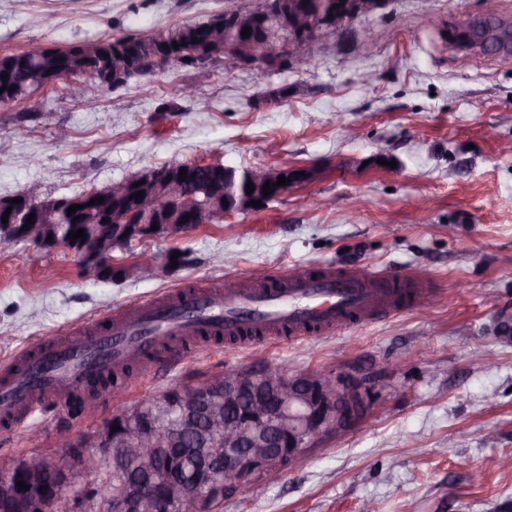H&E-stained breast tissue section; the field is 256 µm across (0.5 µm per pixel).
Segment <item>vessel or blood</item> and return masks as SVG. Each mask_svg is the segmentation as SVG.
<instances>
[{
	"label": "vessel or blood",
	"instance_id": "1",
	"mask_svg": "<svg viewBox=\"0 0 512 512\" xmlns=\"http://www.w3.org/2000/svg\"><path fill=\"white\" fill-rule=\"evenodd\" d=\"M409 280L402 271L325 265L239 288L200 284L182 289L180 301L189 308L185 314L143 299L115 310L102 329L77 325L66 335L25 346L20 358L48 368L36 379L10 369L0 373V424L17 428L35 412L68 405L119 364H136L140 377L150 378L156 350L196 338L205 328L246 345L266 333L298 340L374 322L419 305V293L405 289Z\"/></svg>",
	"mask_w": 512,
	"mask_h": 512
}]
</instances>
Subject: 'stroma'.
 Listing matches in <instances>:
<instances>
[{"label":"stroma","mask_w":512,"mask_h":512,"mask_svg":"<svg viewBox=\"0 0 512 512\" xmlns=\"http://www.w3.org/2000/svg\"><path fill=\"white\" fill-rule=\"evenodd\" d=\"M257 0H0V55L146 37ZM512 33V0H388L319 37L303 70L169 65L96 97L59 82L0 105V198L103 188L206 160L318 177L264 207L115 252L177 251L169 271L97 278L73 251L0 240V363L19 349L188 284L328 265L424 278V302L374 323L253 346L203 341L78 417L57 409L0 437V465L50 454L59 430L193 387L224 369L349 371L379 379L362 420L307 449L223 512H512V43L470 52L452 34ZM370 40L371 55L361 50ZM372 73L364 83V73ZM327 199L324 208L310 198Z\"/></svg>","instance_id":"obj_1"}]
</instances>
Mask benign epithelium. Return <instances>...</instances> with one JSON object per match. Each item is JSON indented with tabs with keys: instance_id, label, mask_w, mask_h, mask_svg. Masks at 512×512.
I'll return each instance as SVG.
<instances>
[{
	"instance_id": "benign-epithelium-1",
	"label": "benign epithelium",
	"mask_w": 512,
	"mask_h": 512,
	"mask_svg": "<svg viewBox=\"0 0 512 512\" xmlns=\"http://www.w3.org/2000/svg\"><path fill=\"white\" fill-rule=\"evenodd\" d=\"M388 0H346L343 9L319 12V23L300 14L296 4L283 0H259L269 5L267 13L278 23V33L265 41L224 44L217 29L214 41L224 45V66H265L276 69L286 61L300 68L308 50L322 32H338L346 25L385 7ZM213 163H175L161 170H142L100 189H92L75 200L78 223L88 227L106 222L130 225L138 238L157 236L151 225L139 220L142 213L158 218L157 225L171 235H185L204 217L220 221L224 216L247 210L252 200L264 199V184L288 176L290 182L275 187L278 195L302 183L289 169L254 168L247 172L253 183L251 194L234 187L202 181L199 171ZM186 177H179L181 169ZM137 183L143 191L137 208L119 213L109 208L112 199L123 195L127 184ZM34 205L0 200V216L7 208L21 209V218L0 222V239H11L16 230L35 214L25 231L34 236L41 224H50L55 234L61 224L71 223L56 198L30 189ZM103 201L94 205L90 201ZM232 202L223 204V199ZM189 220L182 221L184 216ZM91 250L72 248L79 262L99 273L90 252L106 259L114 277H123L127 266L115 262L112 251L93 238ZM137 264L171 269V256L143 252ZM366 381L342 373L301 371H256L243 374L227 369L217 378L193 389L174 388L158 402L139 408L126 419L114 416L100 425L92 438L80 440L62 432L52 457L35 455L0 480V505L6 512H47L55 504L60 512H210L212 503L232 491L251 489L276 472L291 470L305 450L323 436L350 428L366 412ZM119 430H114V426ZM135 444L139 462L132 468L119 465L121 478L110 490L99 484L102 464L124 447ZM28 488L21 490L17 482Z\"/></svg>"
}]
</instances>
